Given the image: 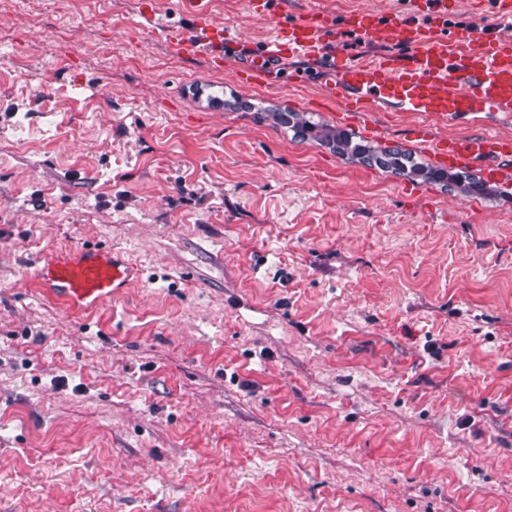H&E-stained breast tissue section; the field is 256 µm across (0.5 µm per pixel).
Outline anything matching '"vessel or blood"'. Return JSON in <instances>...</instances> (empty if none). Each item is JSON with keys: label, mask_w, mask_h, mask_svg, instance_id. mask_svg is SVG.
Segmentation results:
<instances>
[{"label": "vessel or blood", "mask_w": 512, "mask_h": 512, "mask_svg": "<svg viewBox=\"0 0 512 512\" xmlns=\"http://www.w3.org/2000/svg\"><path fill=\"white\" fill-rule=\"evenodd\" d=\"M489 19L480 29L448 39L441 22L442 0H422L430 18L424 27L405 18L378 19L347 15L342 26L370 42L400 45L397 53L377 59H331L319 83L321 104L339 105L347 113L411 112L417 123L406 129L412 141L431 145L438 167H479L486 181L512 180V136L498 132L500 121H512V41L500 33L512 24V0H488ZM197 16L192 30L155 22L152 30L176 50H205L214 70L224 68L239 39L224 36L211 25L203 0H192ZM333 22L320 13L305 14L269 36L258 53L242 63L237 75L257 87L267 84L278 60L320 56L336 43ZM466 127V134L438 142L431 139L430 120ZM39 285L65 304L81 309L99 305L116 289L126 287L133 271L112 251L88 247L35 264Z\"/></svg>", "instance_id": "b4317fda"}]
</instances>
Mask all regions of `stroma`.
Here are the masks:
<instances>
[{
	"label": "stroma",
	"mask_w": 512,
	"mask_h": 512,
	"mask_svg": "<svg viewBox=\"0 0 512 512\" xmlns=\"http://www.w3.org/2000/svg\"><path fill=\"white\" fill-rule=\"evenodd\" d=\"M144 0H0V512H512V182L467 197L277 124L256 88L139 24ZM209 0L250 46L315 8ZM449 32L486 0H444ZM410 113L375 112L398 147ZM135 279L68 309L35 259Z\"/></svg>",
	"instance_id": "35a3bbf8"
}]
</instances>
